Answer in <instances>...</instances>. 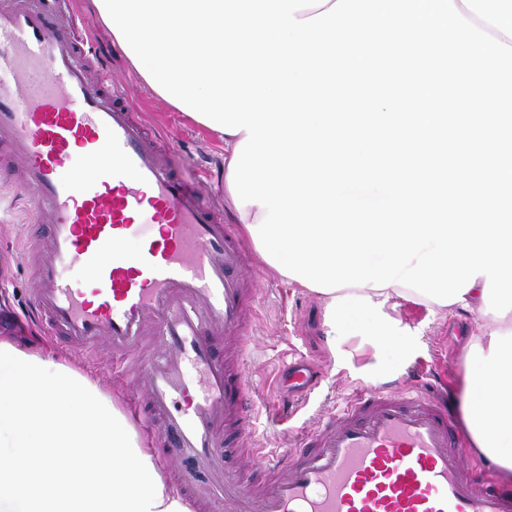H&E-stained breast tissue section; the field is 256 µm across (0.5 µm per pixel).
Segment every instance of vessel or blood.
<instances>
[{
  "instance_id": "1",
  "label": "vessel or blood",
  "mask_w": 512,
  "mask_h": 512,
  "mask_svg": "<svg viewBox=\"0 0 512 512\" xmlns=\"http://www.w3.org/2000/svg\"><path fill=\"white\" fill-rule=\"evenodd\" d=\"M89 27L74 0H0V162L46 228L27 250L33 314L73 350L111 345L189 512H512L437 393L363 389L298 447H246V251L124 87L90 73ZM287 380L302 393L315 376L294 362Z\"/></svg>"
}]
</instances>
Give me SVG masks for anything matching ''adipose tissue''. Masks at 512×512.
Returning a JSON list of instances; mask_svg holds the SVG:
<instances>
[{"mask_svg":"<svg viewBox=\"0 0 512 512\" xmlns=\"http://www.w3.org/2000/svg\"><path fill=\"white\" fill-rule=\"evenodd\" d=\"M477 277L461 308L484 314L471 337L458 387L461 426L474 452L512 483V311L497 317ZM438 311L412 289L348 287L325 297L328 327L367 316L378 344L400 347L402 330L388 308L400 302ZM0 512H186L96 379L51 355L18 348L0 336Z\"/></svg>","mask_w":512,"mask_h":512,"instance_id":"obj_1","label":"adipose tissue"}]
</instances>
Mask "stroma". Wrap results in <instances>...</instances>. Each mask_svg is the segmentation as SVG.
I'll use <instances>...</instances> for the list:
<instances>
[{"instance_id":"stroma-1","label":"stroma","mask_w":512,"mask_h":512,"mask_svg":"<svg viewBox=\"0 0 512 512\" xmlns=\"http://www.w3.org/2000/svg\"><path fill=\"white\" fill-rule=\"evenodd\" d=\"M90 34L102 53L112 57V78L127 85L129 103L137 118L164 126L174 153L171 160L182 172L208 173L207 188L224 194V143L211 130L188 119L160 98L122 56L111 33L92 21ZM23 202L15 198L8 175L0 172V311L14 312L16 324L0 322V334L14 337L18 346L52 352L77 370L94 375L115 401L124 393L113 381L110 352L67 350L60 340L27 313L32 274L26 262L30 239L37 233ZM248 271L257 288L243 370L249 378L256 441L265 448H293L337 399L360 388L397 389L407 384L445 380L454 388L465 369L467 343L479 335V314L454 310L429 312L406 302L390 315L404 327L405 349L387 354L364 332L337 331L329 335L324 324V300L298 284L278 276L246 243ZM303 360L316 370L317 383L304 394L289 392L283 375L285 362Z\"/></svg>"}]
</instances>
